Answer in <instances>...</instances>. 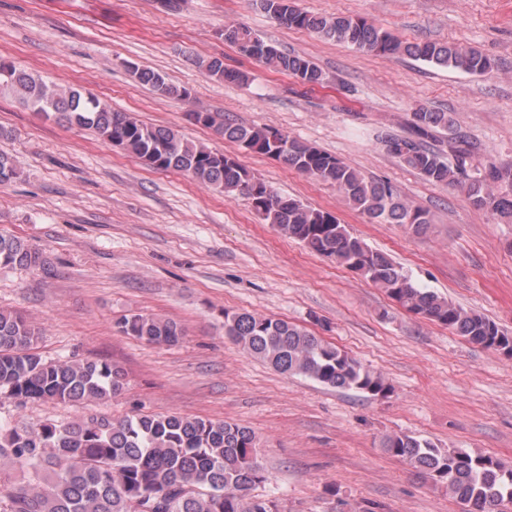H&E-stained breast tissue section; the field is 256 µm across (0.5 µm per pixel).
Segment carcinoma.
<instances>
[{"label":"carcinoma","mask_w":512,"mask_h":512,"mask_svg":"<svg viewBox=\"0 0 512 512\" xmlns=\"http://www.w3.org/2000/svg\"><path fill=\"white\" fill-rule=\"evenodd\" d=\"M281 25L382 56L406 55L440 68L484 75L494 68L481 50L435 41L405 42L359 15L313 14L296 0H257ZM229 43L244 56L305 85L324 81L312 61L265 41L248 26L224 25ZM217 80L246 83L244 71L230 70L216 56L197 60ZM136 80L160 97L189 101L191 93L162 73L132 68ZM0 92L24 107L70 127L93 130L101 140L136 156L150 169L177 170L227 195L248 200L265 223L282 236L304 243L382 289L405 311L448 327L466 341L512 354V334L484 316L420 287L386 253L351 234L330 211L267 194L270 188L239 158L190 141L170 128L115 112L93 95L65 88L38 74L0 61ZM194 124L252 152L280 161L296 172L336 186L350 208L378 224H400L426 231L428 211L405 202L389 182L369 179L340 159L277 129L237 123L222 112L196 108ZM448 133L447 149L432 144ZM388 153L426 180L463 193L475 207L512 222V169L477 161L470 143L456 133L448 112L418 106L404 135L387 133ZM41 263L25 242L0 235V269L32 268ZM122 331L151 344L176 342L174 322L144 315L120 321ZM224 333L254 358L283 374L299 375L336 388L373 396L391 391L387 379L347 352L282 319L251 312H224ZM41 333L18 312L0 310V400L19 407L33 401L84 405L119 396L126 384L122 368L106 361L49 360L38 350ZM393 456L448 491L463 512H498L512 502V466L463 448H442L409 434L386 438ZM19 472L0 475V512H280L275 500L254 494L267 481L258 459L256 437L247 427L178 414H138L114 420L87 417L46 420L36 427L0 422V463Z\"/></svg>","instance_id":"cac0c4a2"}]
</instances>
